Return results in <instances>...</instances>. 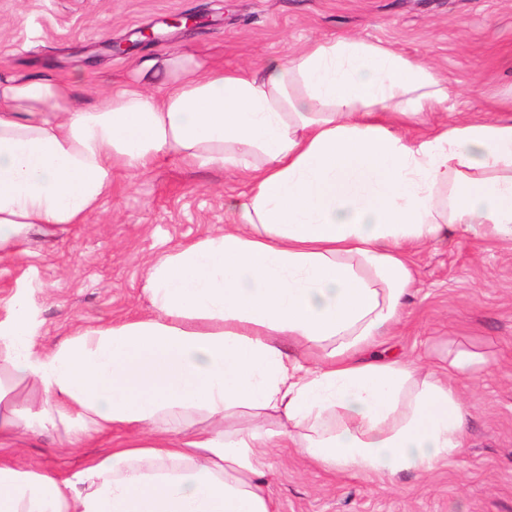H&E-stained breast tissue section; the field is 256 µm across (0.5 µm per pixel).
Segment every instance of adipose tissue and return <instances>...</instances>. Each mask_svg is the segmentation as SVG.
Masks as SVG:
<instances>
[{
    "instance_id": "adipose-tissue-1",
    "label": "adipose tissue",
    "mask_w": 512,
    "mask_h": 512,
    "mask_svg": "<svg viewBox=\"0 0 512 512\" xmlns=\"http://www.w3.org/2000/svg\"><path fill=\"white\" fill-rule=\"evenodd\" d=\"M448 95L423 62L351 38L258 71L150 57L86 106L52 73L1 79L0 257L86 223L117 176L165 157L236 167L248 190L233 223L148 260L149 314L43 349L6 301L0 376L25 394L0 385V440H126L63 480L0 460V512H279L275 448L388 484L455 456L467 409L453 379L478 355L428 372L366 355L413 292V249L512 241V121L397 132Z\"/></svg>"
}]
</instances>
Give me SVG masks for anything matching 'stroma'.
Here are the masks:
<instances>
[{
	"instance_id": "1",
	"label": "stroma",
	"mask_w": 512,
	"mask_h": 512,
	"mask_svg": "<svg viewBox=\"0 0 512 512\" xmlns=\"http://www.w3.org/2000/svg\"><path fill=\"white\" fill-rule=\"evenodd\" d=\"M180 14L202 22L168 26ZM145 27L157 41L107 51ZM344 36L422 60L445 80L447 101L402 128L406 138L479 112L512 118V0H0V74L75 80L85 106L102 78L124 83L146 56L184 50L228 69L259 68ZM246 190L236 169H195L174 157L119 179L88 223L30 234L23 256L0 258V297L24 298L43 347L78 325L143 314L148 259L232 223L229 205ZM414 270L387 346L427 368L446 364L455 348L483 355L481 368L457 381L470 412L464 448L393 485L325 473L299 449H276L266 480L281 512H512V242L431 244L415 253ZM122 440L115 433L73 450L46 429L0 447V456L61 480Z\"/></svg>"
}]
</instances>
